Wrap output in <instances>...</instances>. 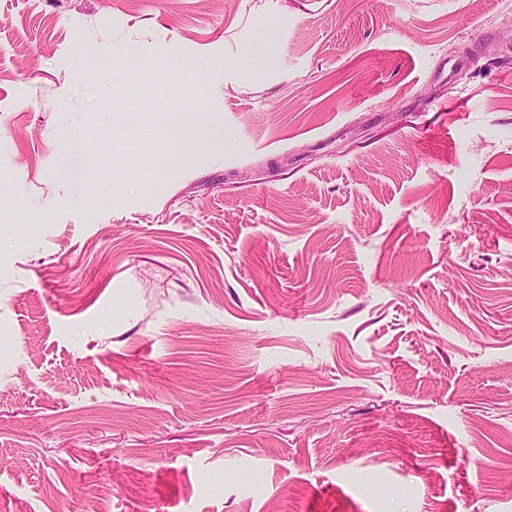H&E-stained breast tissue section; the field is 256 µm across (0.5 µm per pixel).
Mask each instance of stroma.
<instances>
[{"label": "stroma", "mask_w": 512, "mask_h": 512, "mask_svg": "<svg viewBox=\"0 0 512 512\" xmlns=\"http://www.w3.org/2000/svg\"><path fill=\"white\" fill-rule=\"evenodd\" d=\"M73 504L512 512V0H0V512Z\"/></svg>", "instance_id": "1"}]
</instances>
